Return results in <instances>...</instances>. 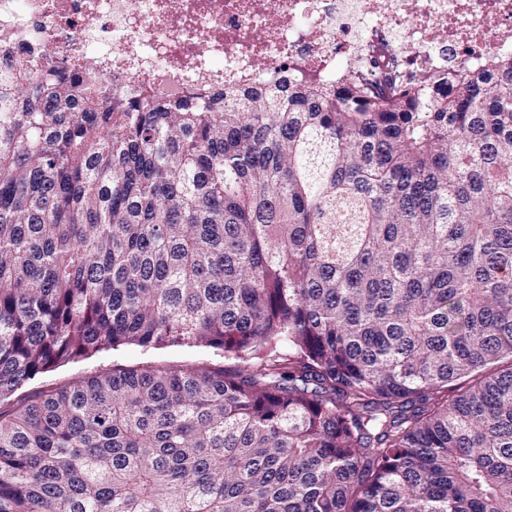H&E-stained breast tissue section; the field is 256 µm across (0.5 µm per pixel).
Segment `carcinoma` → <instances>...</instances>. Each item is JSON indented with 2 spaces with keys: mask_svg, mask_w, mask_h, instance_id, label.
Segmentation results:
<instances>
[{
  "mask_svg": "<svg viewBox=\"0 0 512 512\" xmlns=\"http://www.w3.org/2000/svg\"><path fill=\"white\" fill-rule=\"evenodd\" d=\"M34 68L0 80V512H512L511 59L394 104ZM181 365L227 369L239 363L234 359L225 358L222 351L203 346L164 344L142 348L124 345L114 350L101 351L88 357H79L62 363L42 374L23 390H53L64 387L79 378L109 372L115 368L136 369Z\"/></svg>",
  "mask_w": 512,
  "mask_h": 512,
  "instance_id": "1",
  "label": "carcinoma"
}]
</instances>
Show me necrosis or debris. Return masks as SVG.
Listing matches in <instances>:
<instances>
[{
	"mask_svg": "<svg viewBox=\"0 0 512 512\" xmlns=\"http://www.w3.org/2000/svg\"><path fill=\"white\" fill-rule=\"evenodd\" d=\"M22 53L174 96L286 75L376 90L512 58V0H0V71Z\"/></svg>",
	"mask_w": 512,
	"mask_h": 512,
	"instance_id": "4bbe7bcc",
	"label": "necrosis or debris"
}]
</instances>
